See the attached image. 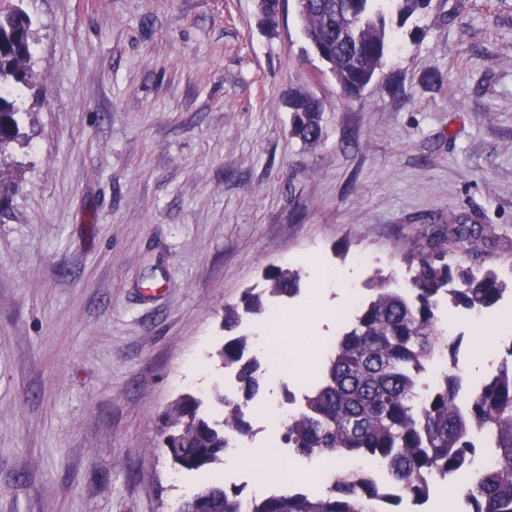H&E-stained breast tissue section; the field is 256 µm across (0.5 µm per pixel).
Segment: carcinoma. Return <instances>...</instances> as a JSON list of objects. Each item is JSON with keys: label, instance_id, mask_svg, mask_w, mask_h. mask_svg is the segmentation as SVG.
Wrapping results in <instances>:
<instances>
[{"label": "carcinoma", "instance_id": "obj_1", "mask_svg": "<svg viewBox=\"0 0 512 512\" xmlns=\"http://www.w3.org/2000/svg\"><path fill=\"white\" fill-rule=\"evenodd\" d=\"M432 0H302L297 15L302 34L326 63L342 94L357 98L382 69L397 33L413 19L424 18ZM32 21L22 10L0 6V158L18 140L20 89L30 86ZM289 135L313 147L324 137L321 98L305 86L288 96ZM483 229L465 221L432 232L425 245L405 255L407 282L374 278L371 296L341 329L317 380L299 408L280 425L281 439L307 459L325 457L374 460L385 466L388 483L368 469L329 472L320 495L273 490L247 498L206 475L224 464L232 436H248L244 402L260 389V362L247 356L248 334L224 343V365H237L242 396L217 390L223 419L212 423L199 414L200 401L181 397L164 414V444L172 464L203 476L181 497L175 512H377L395 499L387 484L400 487L415 503L460 476L468 477L455 512H512V342L504 346L493 373L475 388L443 371L423 386L434 362L457 350L446 340L443 307L467 312L495 304L502 282L491 269L452 261L456 251L479 252ZM269 287L245 291L237 304L224 308V329L232 332L242 315L260 317L266 295L293 297L299 273L280 267L265 275ZM495 458L492 469L474 474L469 463L477 449Z\"/></svg>", "mask_w": 512, "mask_h": 512}]
</instances>
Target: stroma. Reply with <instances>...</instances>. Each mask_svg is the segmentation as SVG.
<instances>
[{
	"label": "stroma",
	"mask_w": 512,
	"mask_h": 512,
	"mask_svg": "<svg viewBox=\"0 0 512 512\" xmlns=\"http://www.w3.org/2000/svg\"><path fill=\"white\" fill-rule=\"evenodd\" d=\"M436 2L347 99L293 0L272 33L253 0H22L40 83L0 207V512H169L191 493L200 477L174 468L159 418L188 393L217 418L213 389L238 393L224 307L271 266L301 281L269 314H308L318 293L339 311L466 219L490 241L458 261L507 291L482 322L448 314L466 386L495 370L482 352L512 342V0ZM299 83L325 104L312 150L288 133ZM257 358L239 445L277 450V488L316 492L267 419L307 388L284 376L270 395Z\"/></svg>",
	"instance_id": "obj_1"
}]
</instances>
